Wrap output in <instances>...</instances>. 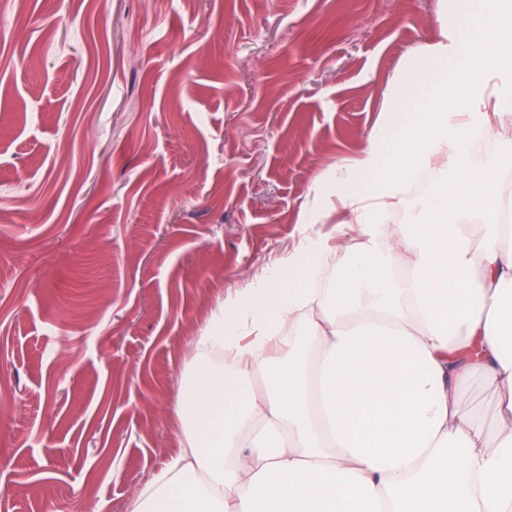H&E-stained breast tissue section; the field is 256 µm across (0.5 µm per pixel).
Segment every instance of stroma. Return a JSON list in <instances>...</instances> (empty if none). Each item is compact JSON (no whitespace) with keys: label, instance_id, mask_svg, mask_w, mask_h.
Instances as JSON below:
<instances>
[{"label":"stroma","instance_id":"stroma-1","mask_svg":"<svg viewBox=\"0 0 512 512\" xmlns=\"http://www.w3.org/2000/svg\"><path fill=\"white\" fill-rule=\"evenodd\" d=\"M437 34L435 0H0V512H130L191 337Z\"/></svg>","mask_w":512,"mask_h":512}]
</instances>
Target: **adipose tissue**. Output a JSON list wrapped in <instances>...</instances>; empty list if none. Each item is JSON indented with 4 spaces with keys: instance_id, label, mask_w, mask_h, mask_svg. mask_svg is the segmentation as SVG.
Masks as SVG:
<instances>
[{
    "instance_id": "adipose-tissue-1",
    "label": "adipose tissue",
    "mask_w": 512,
    "mask_h": 512,
    "mask_svg": "<svg viewBox=\"0 0 512 512\" xmlns=\"http://www.w3.org/2000/svg\"><path fill=\"white\" fill-rule=\"evenodd\" d=\"M436 21L315 182L313 235L193 337L183 446L132 512H512V195L504 158L473 160L492 123L512 151V0ZM476 381L491 417L461 405Z\"/></svg>"
}]
</instances>
